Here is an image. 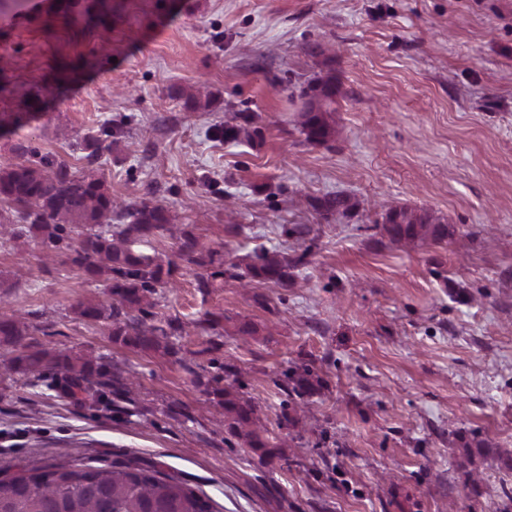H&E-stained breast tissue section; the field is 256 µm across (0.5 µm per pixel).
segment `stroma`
Returning <instances> with one entry per match:
<instances>
[{
    "instance_id": "35a3bbf8",
    "label": "stroma",
    "mask_w": 512,
    "mask_h": 512,
    "mask_svg": "<svg viewBox=\"0 0 512 512\" xmlns=\"http://www.w3.org/2000/svg\"><path fill=\"white\" fill-rule=\"evenodd\" d=\"M0 0V78L42 105L0 136L116 202L149 200L226 258L305 260L282 288L179 263L155 317L174 354L77 319L114 302L41 240H0V301L27 344L112 373L101 400L0 377V473L66 462L158 465L217 512H498L512 490V0ZM338 90L335 134L297 129L300 92ZM252 113L250 140L224 129ZM351 203L323 219L314 198ZM393 206L446 219L403 248ZM251 324L253 335L237 326ZM193 371H186L184 362ZM320 387L292 400L284 373ZM258 410L242 447L206 391Z\"/></svg>"
}]
</instances>
